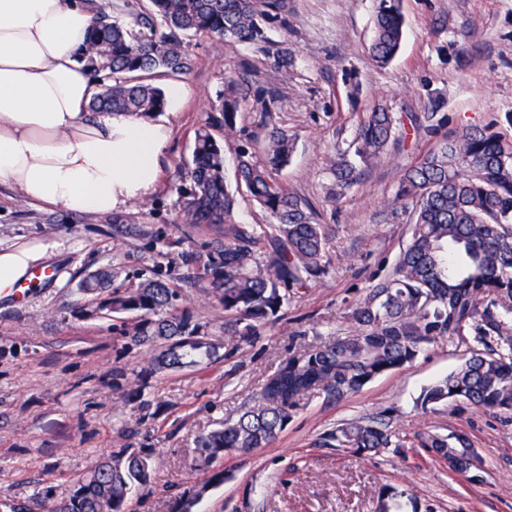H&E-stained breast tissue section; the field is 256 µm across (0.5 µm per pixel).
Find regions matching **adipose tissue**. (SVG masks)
<instances>
[{
    "instance_id": "ef3b65f1",
    "label": "adipose tissue",
    "mask_w": 512,
    "mask_h": 512,
    "mask_svg": "<svg viewBox=\"0 0 512 512\" xmlns=\"http://www.w3.org/2000/svg\"><path fill=\"white\" fill-rule=\"evenodd\" d=\"M91 22L85 0H0V183L34 203L106 214L157 186L167 119L90 117L97 89L73 58ZM40 247L0 251V293Z\"/></svg>"
}]
</instances>
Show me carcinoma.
Segmentation results:
<instances>
[{"label": "carcinoma", "instance_id": "cac0c4a2", "mask_svg": "<svg viewBox=\"0 0 512 512\" xmlns=\"http://www.w3.org/2000/svg\"><path fill=\"white\" fill-rule=\"evenodd\" d=\"M87 2L93 20L74 56L98 89L90 108L96 115L163 112L166 92L155 80H176L194 65L185 36L204 33L230 44L259 45L288 8V0H149L147 9L133 12L128 0ZM129 11L132 21L119 19ZM403 36L399 0H378L372 59L388 65ZM240 109L238 82L229 78L214 105L219 117L195 131L190 201L182 221L224 227L219 259L205 271L224 309V341L250 343L260 336L261 326L282 317L292 298L329 275L331 260L329 225L272 177V171L288 165L294 141L272 123L269 112L260 149H240L235 168L237 184L269 212L273 223H232L237 198L225 180L224 141L212 128L221 127L227 138L235 135ZM401 124L384 107L366 113L353 139L355 160L340 157L331 164L336 192L351 187L363 168L381 157ZM394 201L413 205L410 235L392 273L371 277L364 296L348 310L352 333L290 352L252 405L198 437L202 462L265 447L304 399L324 393L339 400L455 337L471 338L462 363L424 388L417 404L426 409L459 402L512 412V142L492 125L441 140L405 171ZM111 280L112 272L101 271L81 291L99 296ZM176 296L169 283L147 280L108 294L86 315L102 309L138 312L131 336L158 350L153 371L196 365L216 355L219 344L200 325L167 312ZM322 443L357 454L404 447L381 412L342 423L325 433ZM469 446L467 438L457 435L429 434L423 442L471 480L465 459ZM155 468L152 454L142 451L103 459L51 512H126L130 495L151 482ZM222 483L224 472L211 473L194 494L176 502L175 512H192L210 487ZM402 498L394 488H383L380 512H403Z\"/></svg>", "mask_w": 512, "mask_h": 512}]
</instances>
